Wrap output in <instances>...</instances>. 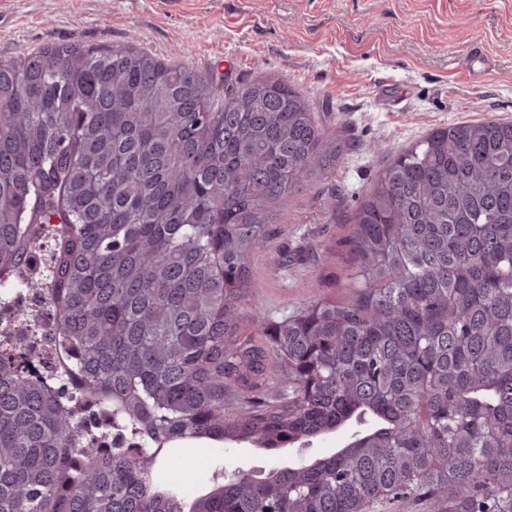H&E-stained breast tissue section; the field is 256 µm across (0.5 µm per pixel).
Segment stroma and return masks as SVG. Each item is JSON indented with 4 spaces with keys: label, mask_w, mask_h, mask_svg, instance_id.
Listing matches in <instances>:
<instances>
[{
    "label": "stroma",
    "mask_w": 512,
    "mask_h": 512,
    "mask_svg": "<svg viewBox=\"0 0 512 512\" xmlns=\"http://www.w3.org/2000/svg\"><path fill=\"white\" fill-rule=\"evenodd\" d=\"M0 60L68 42L131 41L223 90L272 75L313 103L343 145L334 174L272 207L252 262L253 301L271 320L315 298L352 295L350 219L391 159L432 130L512 121V0H0ZM491 67L469 74L472 47ZM168 486L206 492L216 472L267 473L297 457L247 443L172 445Z\"/></svg>",
    "instance_id": "stroma-1"
}]
</instances>
